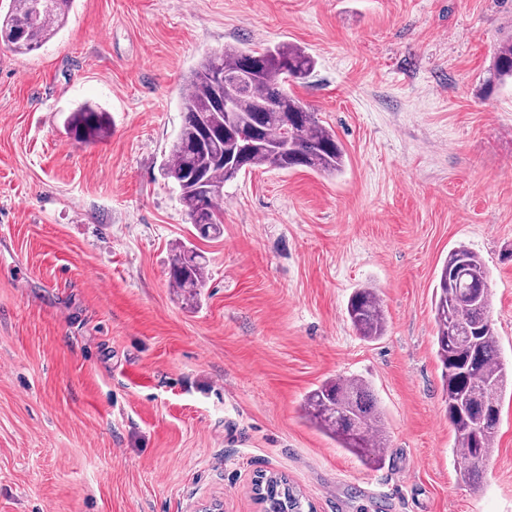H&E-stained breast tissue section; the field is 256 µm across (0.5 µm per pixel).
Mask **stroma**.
Masks as SVG:
<instances>
[{"mask_svg": "<svg viewBox=\"0 0 512 512\" xmlns=\"http://www.w3.org/2000/svg\"><path fill=\"white\" fill-rule=\"evenodd\" d=\"M512 0H74L38 51L0 44V512H261L258 473L313 512H512V389L478 486L459 478L433 288L484 261L512 365V84L483 79ZM297 45L289 90L347 153L336 176L224 186V234L188 224L163 160L187 76L227 44ZM89 104L110 134L63 120ZM194 243L198 304L172 288ZM377 288L381 339L346 318ZM358 375L388 452L369 469L306 423V392ZM67 133L77 143L103 140L108 135V122L102 112L90 106L71 112L65 120ZM206 260L192 244H180L169 260V280L190 302L197 300L206 280Z\"/></svg>", "mask_w": 512, "mask_h": 512, "instance_id": "obj_1", "label": "stroma"}]
</instances>
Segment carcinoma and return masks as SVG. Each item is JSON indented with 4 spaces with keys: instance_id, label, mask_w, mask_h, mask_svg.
<instances>
[{
    "instance_id": "carcinoma-1",
    "label": "carcinoma",
    "mask_w": 512,
    "mask_h": 512,
    "mask_svg": "<svg viewBox=\"0 0 512 512\" xmlns=\"http://www.w3.org/2000/svg\"><path fill=\"white\" fill-rule=\"evenodd\" d=\"M74 0H12L0 15V43L17 54L38 50L67 23ZM306 50L276 44L259 51L226 45L208 53L192 71L182 92V124L163 165L179 189L189 223L200 236L222 232L223 195L212 191L239 175L259 168H298L335 175L346 151L335 131L285 88L302 83L314 71ZM248 70L253 81L245 88L223 85L217 75ZM512 79V38L495 49L492 68L483 80L486 92ZM232 110L224 109V98ZM67 133L78 143L108 135L103 113L90 106L68 115ZM172 287L191 302L205 286L206 260L191 244L173 249L169 260ZM482 258L460 246L448 253L433 290L436 356L448 421L455 432V453L464 460L460 479L470 481L494 452L500 422L499 399L509 372L500 357L499 337L490 317L491 289ZM347 318L367 341L386 334V320L377 290L356 289L349 297ZM305 417L337 445L367 466L385 463V430L368 383L356 376L338 377L310 390L303 400ZM254 492L264 512H305L303 495L277 473H259Z\"/></svg>"
}]
</instances>
